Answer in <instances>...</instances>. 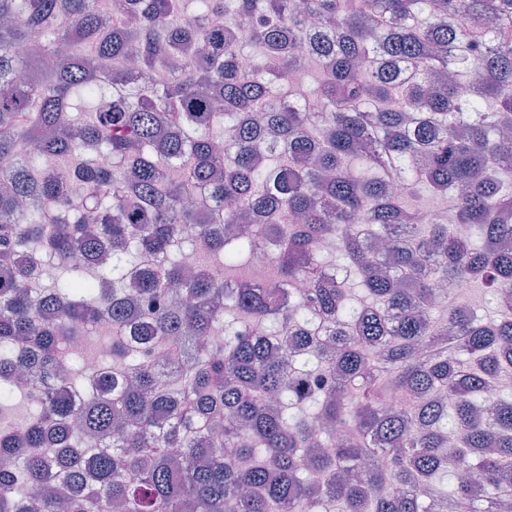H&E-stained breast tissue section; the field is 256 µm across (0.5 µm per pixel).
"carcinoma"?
<instances>
[{"label": "carcinoma", "instance_id": "obj_1", "mask_svg": "<svg viewBox=\"0 0 512 512\" xmlns=\"http://www.w3.org/2000/svg\"><path fill=\"white\" fill-rule=\"evenodd\" d=\"M2 19L0 512L512 504V0H0ZM300 47L320 112L290 106ZM129 58L140 81L99 77ZM424 192L460 230L419 223ZM30 252L77 276L32 281ZM455 279L496 319L441 300ZM102 316L112 341L76 374L63 340ZM21 369L47 391L17 422Z\"/></svg>", "mask_w": 512, "mask_h": 512}]
</instances>
